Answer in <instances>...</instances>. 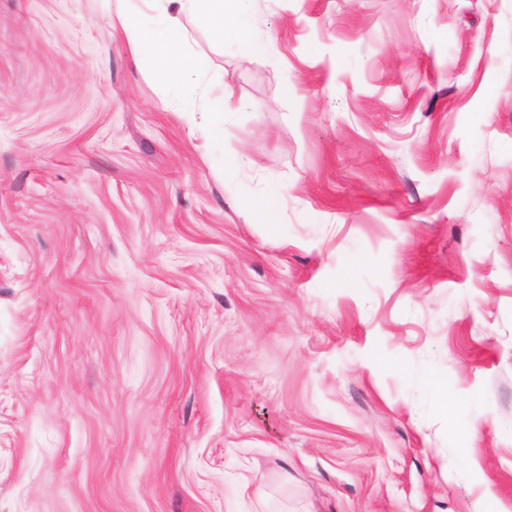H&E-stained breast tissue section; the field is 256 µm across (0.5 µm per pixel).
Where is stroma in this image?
<instances>
[{"label":"stroma","mask_w":512,"mask_h":512,"mask_svg":"<svg viewBox=\"0 0 512 512\" xmlns=\"http://www.w3.org/2000/svg\"><path fill=\"white\" fill-rule=\"evenodd\" d=\"M232 9L0 0V512H512V0ZM157 4L158 14L150 22L119 12V22L126 44L144 57L150 58L156 72L176 96H184L197 88L207 71L205 61L197 57L185 35L181 18L184 15L209 14L215 34L240 39L247 33L245 19L228 17L223 0H145ZM173 5V6H172ZM172 6V7H171ZM171 7V8H170Z\"/></svg>","instance_id":"35a3bbf8"}]
</instances>
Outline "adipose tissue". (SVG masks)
<instances>
[{"mask_svg": "<svg viewBox=\"0 0 512 512\" xmlns=\"http://www.w3.org/2000/svg\"><path fill=\"white\" fill-rule=\"evenodd\" d=\"M157 13L150 20L118 14L127 45L134 53L150 58L157 73L176 96L195 90L207 70L185 35L182 16L207 13L215 34L221 38H242L247 32L245 20L227 16L224 0H155Z\"/></svg>", "mask_w": 512, "mask_h": 512, "instance_id": "obj_1", "label": "adipose tissue"}]
</instances>
